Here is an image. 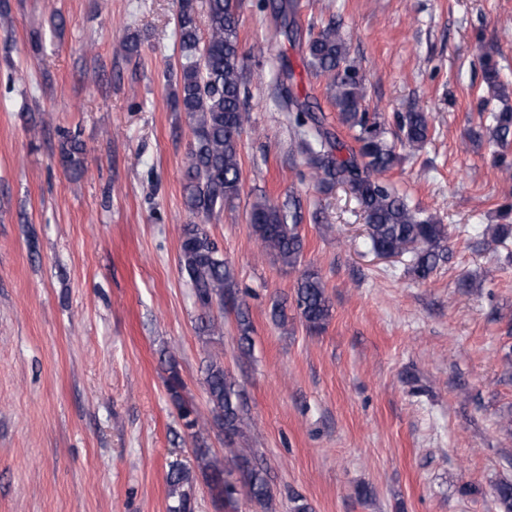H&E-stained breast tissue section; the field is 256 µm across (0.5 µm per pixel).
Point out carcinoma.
Instances as JSON below:
<instances>
[{
    "mask_svg": "<svg viewBox=\"0 0 512 512\" xmlns=\"http://www.w3.org/2000/svg\"><path fill=\"white\" fill-rule=\"evenodd\" d=\"M209 33L199 35L195 0H179L178 27L181 47L180 74L172 86L173 110L187 114L193 140L187 153L185 203L188 210L209 219L238 199L242 189L239 139L250 121L244 103L247 84L245 65L239 52L236 0H206ZM305 65L315 76L327 79L330 100L340 120L357 131L358 151L345 146L324 127L310 105L294 94L288 81L294 72L281 66L277 74L280 107L295 125L303 129L299 147L306 155L311 177L321 187L347 186L365 214L367 235L373 250L412 255L411 272L419 280L428 279L448 259V232L431 215L411 208L379 175L393 169L401 156L385 137L376 118L366 111L360 66L349 56L345 39L330 23L305 42ZM483 83L488 94L504 103L488 116V142L498 165L512 172L507 156L512 149V86L500 79L493 60L485 58ZM405 144L418 150L428 140L429 123L425 113L408 112L400 116ZM347 155H342V151ZM60 162L72 176L85 172L84 148L77 136L62 135ZM303 214L300 201L290 196L281 204L255 201L249 213L252 233L262 249L277 262L296 267L303 256L304 241L299 232ZM487 244L505 245L512 241V224L486 228ZM180 273L190 286L195 304L207 315L213 307L231 309L238 316V348L250 353L252 325L243 295L235 288L224 255L200 224H186L182 230ZM295 308L310 330H321L331 317L332 305L318 269L309 266L297 281ZM168 390L178 408L184 429L197 435L199 417L181 395L183 382L177 363L169 360ZM205 384L214 422L224 432L231 462L241 476L245 496L262 512H272L274 492L266 469L252 457L233 447L243 433L245 407L243 392L225 372L224 366L210 361ZM196 469L173 465L167 473L169 512H193L192 489L197 480L207 487L218 509H237L239 492L226 477L228 471L205 442L195 440ZM501 512H512V482L494 488Z\"/></svg>",
    "mask_w": 512,
    "mask_h": 512,
    "instance_id": "cac0c4a2",
    "label": "carcinoma"
}]
</instances>
